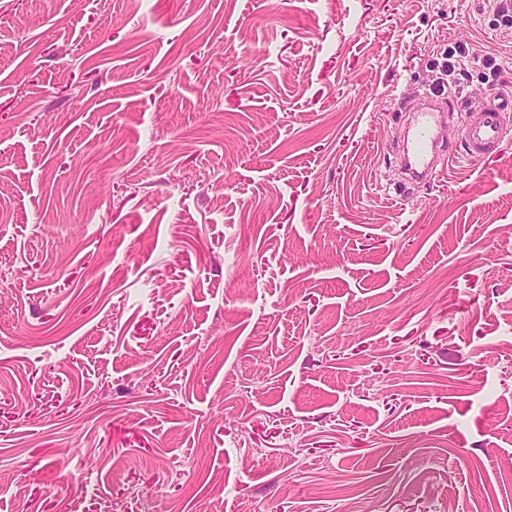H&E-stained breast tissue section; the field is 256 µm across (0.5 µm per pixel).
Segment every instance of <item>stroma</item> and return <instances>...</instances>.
Here are the masks:
<instances>
[{
	"mask_svg": "<svg viewBox=\"0 0 512 512\" xmlns=\"http://www.w3.org/2000/svg\"><path fill=\"white\" fill-rule=\"evenodd\" d=\"M0 45V512H512V115L390 182L449 49L512 94L491 0H0Z\"/></svg>",
	"mask_w": 512,
	"mask_h": 512,
	"instance_id": "obj_1",
	"label": "stroma"
}]
</instances>
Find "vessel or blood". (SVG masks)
Returning a JSON list of instances; mask_svg holds the SVG:
<instances>
[{"mask_svg":"<svg viewBox=\"0 0 512 512\" xmlns=\"http://www.w3.org/2000/svg\"><path fill=\"white\" fill-rule=\"evenodd\" d=\"M509 112H512V95L493 96L478 108L476 117L469 119L464 127L469 156L478 158L500 147L503 117ZM444 120L442 106L422 105L417 108L405 133L404 166L411 179L432 176V156L439 148Z\"/></svg>","mask_w":512,"mask_h":512,"instance_id":"b4317fda","label":"vessel or blood"}]
</instances>
